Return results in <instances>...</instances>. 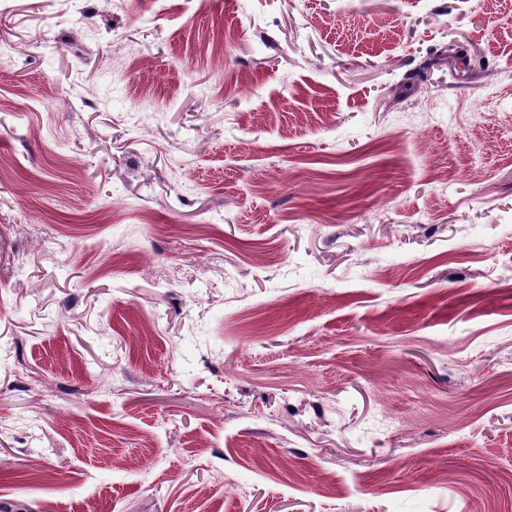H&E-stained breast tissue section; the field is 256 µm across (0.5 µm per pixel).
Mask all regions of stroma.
Here are the masks:
<instances>
[{
	"label": "stroma",
	"mask_w": 512,
	"mask_h": 512,
	"mask_svg": "<svg viewBox=\"0 0 512 512\" xmlns=\"http://www.w3.org/2000/svg\"><path fill=\"white\" fill-rule=\"evenodd\" d=\"M512 512V0H0V512Z\"/></svg>",
	"instance_id": "35a3bbf8"
}]
</instances>
